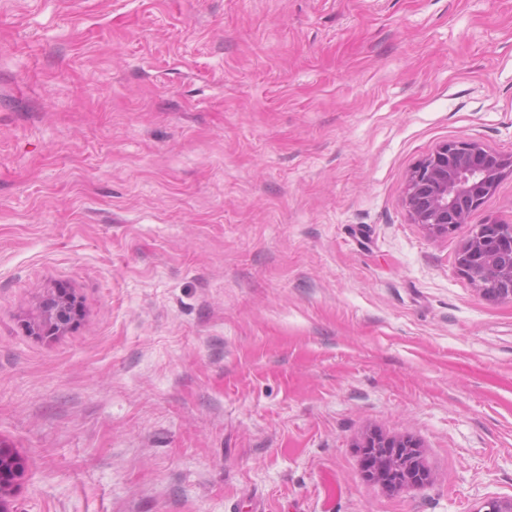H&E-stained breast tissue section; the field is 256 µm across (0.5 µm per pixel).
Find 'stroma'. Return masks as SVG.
Returning a JSON list of instances; mask_svg holds the SVG:
<instances>
[{
	"instance_id": "obj_1",
	"label": "stroma",
	"mask_w": 512,
	"mask_h": 512,
	"mask_svg": "<svg viewBox=\"0 0 512 512\" xmlns=\"http://www.w3.org/2000/svg\"><path fill=\"white\" fill-rule=\"evenodd\" d=\"M461 140L512 154V0H0L14 512L512 498V301L456 265L512 175L447 236L403 203ZM374 433L430 481H372ZM75 307L72 299L62 297L48 298L42 305L41 321L53 322L57 327L61 328L65 325L68 316H72Z\"/></svg>"
}]
</instances>
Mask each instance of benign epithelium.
Wrapping results in <instances>:
<instances>
[{"instance_id":"obj_1","label":"benign epithelium","mask_w":512,"mask_h":512,"mask_svg":"<svg viewBox=\"0 0 512 512\" xmlns=\"http://www.w3.org/2000/svg\"><path fill=\"white\" fill-rule=\"evenodd\" d=\"M508 173L512 155L491 152L476 140L445 142L409 175L405 204L411 220L432 234L450 235L468 223L472 210ZM456 264L484 296L511 301L512 224L479 225L461 246ZM74 311L72 299L51 297L42 305V320L60 328ZM364 448L369 476L389 489L419 486L430 479L413 441L376 435ZM22 477L18 455L0 444V512H13L11 497Z\"/></svg>"}]
</instances>
